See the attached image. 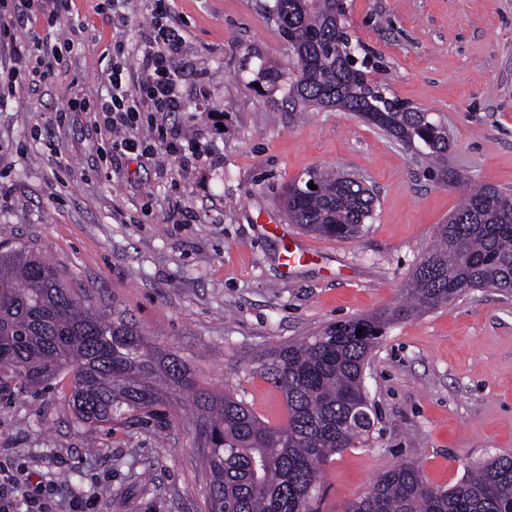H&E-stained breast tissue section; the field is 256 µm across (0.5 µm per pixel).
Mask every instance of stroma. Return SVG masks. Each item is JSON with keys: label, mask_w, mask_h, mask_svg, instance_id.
I'll use <instances>...</instances> for the list:
<instances>
[{"label": "stroma", "mask_w": 512, "mask_h": 512, "mask_svg": "<svg viewBox=\"0 0 512 512\" xmlns=\"http://www.w3.org/2000/svg\"><path fill=\"white\" fill-rule=\"evenodd\" d=\"M99 2L75 0L88 28L66 62L0 91V244L29 246L94 306L125 312L176 351L202 386L281 423L283 398L259 375V358L392 308L468 185L512 190V0H344L370 79L447 122L448 164L466 178L448 187L365 119L336 109L300 119L283 88L258 84L260 65L292 67L266 0H171L190 64L178 73L187 109L166 125L184 148L208 143L207 157L183 165L113 153L92 113L61 107L104 95L115 43L135 66L150 14L146 0H127L117 30ZM73 17L43 14L34 30L62 38ZM319 165L373 189L358 238L288 223L283 186ZM292 243L309 254L289 269L281 255ZM364 386L376 411L370 439L326 464L318 512H344L408 459L450 487L468 467L512 454V296L469 291L391 324ZM66 391L0 392V461L29 490L55 512L76 500L90 512H206L209 476L190 412L93 428L74 418Z\"/></svg>", "instance_id": "1"}]
</instances>
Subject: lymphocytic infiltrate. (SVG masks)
<instances>
[{
    "instance_id": "1",
    "label": "lymphocytic infiltrate",
    "mask_w": 512,
    "mask_h": 512,
    "mask_svg": "<svg viewBox=\"0 0 512 512\" xmlns=\"http://www.w3.org/2000/svg\"><path fill=\"white\" fill-rule=\"evenodd\" d=\"M152 21L142 35L137 69H129L124 46H117L109 75L106 98L95 108L103 116L105 127L114 132L112 149L121 154L140 151L141 144L132 135L136 115L142 112H181L185 109L183 94L175 76L178 63L185 56V39L178 25L170 19L169 0H148ZM84 26L75 23L68 37L54 41L31 34L23 44L9 48L14 64L0 67V84L15 87L20 72L35 77L51 73L61 63L63 53L78 44Z\"/></svg>"
}]
</instances>
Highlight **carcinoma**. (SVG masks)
I'll use <instances>...</instances> for the list:
<instances>
[{
  "instance_id": "carcinoma-1",
  "label": "carcinoma",
  "mask_w": 512,
  "mask_h": 512,
  "mask_svg": "<svg viewBox=\"0 0 512 512\" xmlns=\"http://www.w3.org/2000/svg\"><path fill=\"white\" fill-rule=\"evenodd\" d=\"M337 11V0H273L268 19L292 48L293 69L262 67L258 75L273 86L284 81L292 112L323 106L372 115L375 126L414 150L437 184L458 182L448 166V124L368 80L371 63L336 24ZM310 178L315 192L303 191ZM283 205L290 223L345 240L372 218L374 197L362 176L316 166L288 183ZM475 288L512 294V192L491 184L469 188L438 225L435 245L395 307L333 323L263 356L260 376L286 405L284 422L271 425L233 394L201 386L183 358L146 337L132 318L91 306L28 246L1 247L0 382L18 379L42 390L66 378L64 399L76 420L99 427L185 402L210 474L207 512H312L323 466L369 440L374 412L363 372L387 327ZM345 512H512V455L489 458L450 488L430 484L407 460Z\"/></svg>"
}]
</instances>
